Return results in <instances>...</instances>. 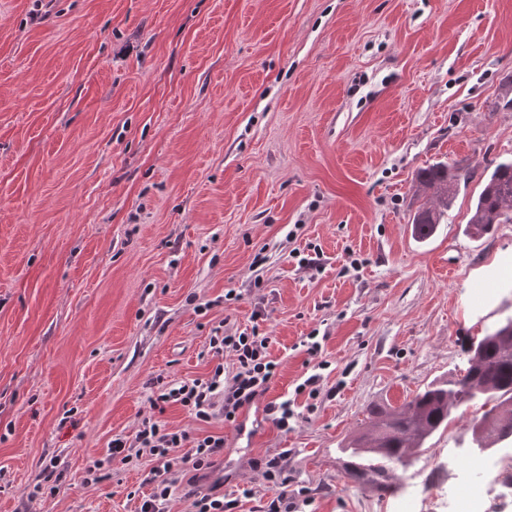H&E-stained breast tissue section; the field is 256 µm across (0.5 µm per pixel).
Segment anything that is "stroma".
Masks as SVG:
<instances>
[{"label":"stroma","instance_id":"obj_1","mask_svg":"<svg viewBox=\"0 0 512 512\" xmlns=\"http://www.w3.org/2000/svg\"><path fill=\"white\" fill-rule=\"evenodd\" d=\"M511 82L512 0H0V512H136L148 463L88 485L89 458L153 414L152 379L232 370L209 338L257 309L278 364L248 410L259 438L153 414L223 436L209 478L255 487L240 512L283 451L310 512H512L489 486L503 452L462 453L482 408L460 407L382 490L339 451L512 314V223L466 230L512 158ZM456 161L465 185L418 242L416 175ZM312 246L319 269H300ZM315 372L318 398L295 395ZM286 395L300 417L284 432L264 414ZM52 459L57 494L29 499Z\"/></svg>","mask_w":512,"mask_h":512}]
</instances>
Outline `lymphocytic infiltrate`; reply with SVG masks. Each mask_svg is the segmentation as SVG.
Masks as SVG:
<instances>
[{
  "mask_svg": "<svg viewBox=\"0 0 512 512\" xmlns=\"http://www.w3.org/2000/svg\"><path fill=\"white\" fill-rule=\"evenodd\" d=\"M271 342V336L256 325L239 333L215 329L209 346L219 359L225 352L233 353L234 372L225 373L219 363L208 378L161 385L155 405L181 406L199 422L221 419L235 423L241 412L265 394L276 375L277 364L269 353ZM223 456V436L194 437L146 417L141 420L134 439H112L105 457L90 459L86 474L88 481L96 484L112 463L126 465L144 459L152 464L148 479L151 491L141 498L137 512H170L175 491L185 483L194 487L191 512H238L240 499L254 497L253 488L242 487L238 496L229 498L216 488L195 485L196 473L210 469ZM263 476L277 492L263 499L259 512H301L308 505L305 491H290L291 478L283 455L265 459Z\"/></svg>",
  "mask_w": 512,
  "mask_h": 512,
  "instance_id": "lymphocytic-infiltrate-1",
  "label": "lymphocytic infiltrate"
}]
</instances>
